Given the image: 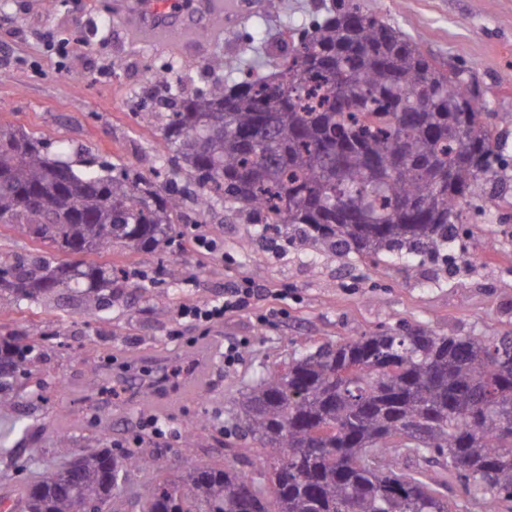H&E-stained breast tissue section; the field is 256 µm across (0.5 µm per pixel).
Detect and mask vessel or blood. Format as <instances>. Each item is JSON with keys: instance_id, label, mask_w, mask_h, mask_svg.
<instances>
[{"instance_id": "obj_1", "label": "vessel or blood", "mask_w": 512, "mask_h": 512, "mask_svg": "<svg viewBox=\"0 0 512 512\" xmlns=\"http://www.w3.org/2000/svg\"><path fill=\"white\" fill-rule=\"evenodd\" d=\"M201 9L205 24L213 32H221L225 18L231 17L230 9L225 8L224 0H202ZM122 18L138 37L159 43L167 40L172 33H179L181 39L191 43L196 39L195 25L182 20V10L178 0H170L167 8H160L158 0H124ZM198 368L181 380L171 381L163 363H155L154 375L149 382L156 403H165L170 397L182 393L191 394L200 390L205 379L204 371L211 364L208 353H199Z\"/></svg>"}]
</instances>
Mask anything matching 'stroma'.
I'll return each instance as SVG.
<instances>
[{
    "label": "stroma",
    "mask_w": 512,
    "mask_h": 512,
    "mask_svg": "<svg viewBox=\"0 0 512 512\" xmlns=\"http://www.w3.org/2000/svg\"><path fill=\"white\" fill-rule=\"evenodd\" d=\"M361 3L411 35L425 55L470 71L512 161V0ZM323 13L321 0H280L261 18L244 16L198 39L184 57L177 44L136 42L121 18V0H64L54 10L45 0H6L0 124L40 138L50 154H63L78 170L90 159L143 170L163 139L160 113L141 111L137 97L141 91L164 96L154 72L169 71L175 89L192 94L210 86L207 64L215 58H241L270 72L285 50L281 33ZM184 211L176 241L156 250L118 244L101 254L55 253L61 263L124 270L118 297L98 318L70 303L45 308L0 300V326L32 348L27 372L17 377L15 410L0 414V497L13 482L62 464L57 433L64 427L76 448L104 442L116 454L152 449L170 478L184 470L182 441L190 432L197 464H224L238 453L257 459L261 448L235 433L231 400L310 347L385 329L458 336L512 331V165L501 185L465 208L445 262L427 255L407 261L339 256L242 219L226 221L220 206L202 215L189 200ZM200 237L208 247L197 245ZM244 279L265 290L253 311L207 328L179 317L181 307L222 299ZM228 341L241 346L231 365L224 362ZM204 345L212 367L197 393L130 411L99 396L106 385L136 390L141 366L158 358L171 368L191 367ZM149 416L167 422L170 433L154 436L144 425ZM401 466L445 481L450 512H483L467 504L459 480L441 462L406 459Z\"/></svg>",
    "instance_id": "35a3bbf8"
}]
</instances>
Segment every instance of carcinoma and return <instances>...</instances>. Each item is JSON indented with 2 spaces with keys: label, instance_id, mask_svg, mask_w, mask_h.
<instances>
[{
  "label": "carcinoma",
  "instance_id": "obj_1",
  "mask_svg": "<svg viewBox=\"0 0 512 512\" xmlns=\"http://www.w3.org/2000/svg\"><path fill=\"white\" fill-rule=\"evenodd\" d=\"M273 71L226 88L173 93L152 175L77 172L35 137L0 125V224L59 252L169 243L184 199L159 182L171 151L198 179L203 205L252 224L301 228L322 247L397 257L455 238L465 206L509 165L478 82L426 56L360 0L290 34ZM114 268L0 256V292L18 303L75 300L95 318L112 304ZM27 359L0 336V410ZM265 455L245 470L188 462L155 480L142 512H448L442 483L401 469L446 458L470 501L512 502V332L445 336L383 331L309 349L233 400ZM14 489L18 512H125L115 488L162 467L143 449L104 446Z\"/></svg>",
  "mask_w": 512,
  "mask_h": 512
}]
</instances>
